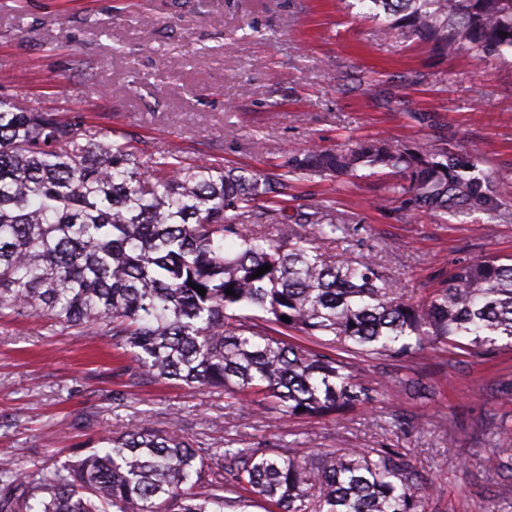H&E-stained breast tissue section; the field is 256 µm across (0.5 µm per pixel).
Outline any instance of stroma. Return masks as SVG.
I'll list each match as a JSON object with an SVG mask.
<instances>
[{
  "mask_svg": "<svg viewBox=\"0 0 512 512\" xmlns=\"http://www.w3.org/2000/svg\"><path fill=\"white\" fill-rule=\"evenodd\" d=\"M372 32L340 0H0V94L133 137L146 159L176 152L260 174L276 172L288 149L383 136L410 151L445 144L491 175L510 219L481 209L436 217L392 192L404 177L383 167L306 178L279 198L286 213L327 209L352 225L354 253L414 295L457 262L512 255V53L446 59L418 38L378 42ZM126 363L109 337L0 316V463L22 476L145 419L211 449L401 448L433 481L425 512H500L512 483V459L484 448L494 424L512 419L500 392L512 379L508 350L360 357L377 402L278 420L212 389L129 386ZM391 414L419 426L381 434L375 423Z\"/></svg>",
  "mask_w": 512,
  "mask_h": 512,
  "instance_id": "1",
  "label": "stroma"
}]
</instances>
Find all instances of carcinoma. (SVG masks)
Instances as JSON below:
<instances>
[{
    "label": "carcinoma",
    "mask_w": 512,
    "mask_h": 512,
    "mask_svg": "<svg viewBox=\"0 0 512 512\" xmlns=\"http://www.w3.org/2000/svg\"><path fill=\"white\" fill-rule=\"evenodd\" d=\"M340 2L361 4L377 38L417 37L446 57L512 51V0ZM376 166L408 172L410 184L393 189L444 214L450 197L499 211L490 175L461 173L439 144L311 147L261 176L170 153L144 161L109 130L1 95L0 313L109 337L130 357L133 385L174 380L283 418L375 401L349 354L512 350L511 257L460 263L409 297L347 247V224L299 213L279 238L256 231L272 215L257 202H274L293 181ZM86 447L23 477L1 467L0 512H224L258 499L274 512H424L430 485L403 449L386 446L212 452L140 421ZM489 448L512 455V428L489 433Z\"/></svg>",
    "instance_id": "obj_1"
}]
</instances>
